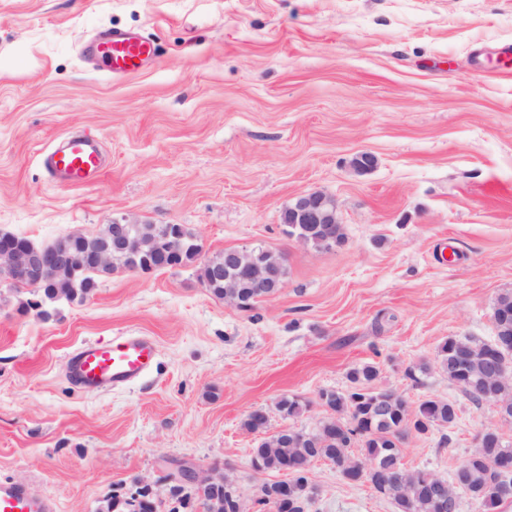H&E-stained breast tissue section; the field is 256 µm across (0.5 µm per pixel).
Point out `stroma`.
<instances>
[{
  "label": "stroma",
  "mask_w": 512,
  "mask_h": 512,
  "mask_svg": "<svg viewBox=\"0 0 512 512\" xmlns=\"http://www.w3.org/2000/svg\"><path fill=\"white\" fill-rule=\"evenodd\" d=\"M132 30L156 53L111 77L81 57L99 30ZM512 0H0V230L47 245L113 217L181 224L202 259L263 245L286 259L280 291L242 310L203 288L198 266L117 270L50 319L0 288V481L96 512L146 486L170 512L180 463L236 481L253 508L257 436L312 430L319 391L373 390L411 406L455 403L447 431L410 436L403 461L452 478L496 420L448 380L439 345L494 335L512 291ZM80 130L108 156L94 184L51 181L41 156ZM372 153L364 174L351 158ZM336 199L345 238L288 237L302 192ZM156 342L152 370L109 391L77 386L67 356L126 333ZM427 371L412 381L407 371ZM297 395L310 407L281 418ZM307 512H396L368 484L315 461Z\"/></svg>",
  "instance_id": "35a3bbf8"
}]
</instances>
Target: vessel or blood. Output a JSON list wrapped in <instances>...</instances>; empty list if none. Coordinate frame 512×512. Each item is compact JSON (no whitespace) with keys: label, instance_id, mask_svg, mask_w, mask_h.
Returning a JSON list of instances; mask_svg holds the SVG:
<instances>
[{"label":"vessel or blood","instance_id":"1","mask_svg":"<svg viewBox=\"0 0 512 512\" xmlns=\"http://www.w3.org/2000/svg\"><path fill=\"white\" fill-rule=\"evenodd\" d=\"M86 51L113 75L135 73L154 55L152 43L143 35L112 30L100 32ZM42 166L51 180L89 184L101 176L106 161L97 140L76 133L65 136L46 153ZM155 359L151 337L130 335L105 345H82L70 355L68 365L79 386L102 391L133 383L152 368ZM0 512H56V504L26 487L0 481Z\"/></svg>","mask_w":512,"mask_h":512}]
</instances>
